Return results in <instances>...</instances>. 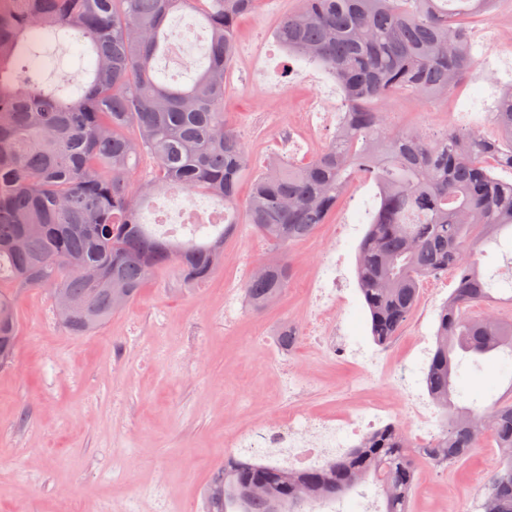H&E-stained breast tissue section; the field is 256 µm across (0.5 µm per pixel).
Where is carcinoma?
I'll list each match as a JSON object with an SVG mask.
<instances>
[{
    "instance_id": "cac0c4a2",
    "label": "carcinoma",
    "mask_w": 512,
    "mask_h": 512,
    "mask_svg": "<svg viewBox=\"0 0 512 512\" xmlns=\"http://www.w3.org/2000/svg\"><path fill=\"white\" fill-rule=\"evenodd\" d=\"M0 280L14 291L51 280L74 306L61 319L74 336L101 328L128 307L158 270L188 282L216 271L224 239L248 224L284 252L326 223L350 179L375 180V204L359 245L356 275L375 342H389L413 313L420 282L453 271L457 286L437 314L425 384L442 418L434 443L411 448L390 425L350 453L294 473L224 459L204 493V512H313L372 483L383 512H407L414 455L437 467L464 461L486 431L497 442L482 512H512V384L477 406L462 389L483 362L512 376V320L472 315L493 298L481 273L487 248L512 233V184L488 159L512 169V88L490 113L498 136L480 144L450 127L431 139L393 127L384 106L401 92L436 99L474 65L455 21L487 13L492 0H299L275 37L297 60L336 77L347 111L330 143L303 165L273 167L253 183L244 213L237 188L248 150L224 119V73L240 17L259 0H0ZM191 9L209 33L190 80L157 78L169 17ZM75 38L90 57L83 76L47 75L43 48ZM153 170L131 177V161ZM202 194L224 207L214 236L165 239L144 211L166 193ZM244 292L253 311L288 283L286 258L266 264ZM20 327L14 295L0 290V367Z\"/></svg>"
}]
</instances>
